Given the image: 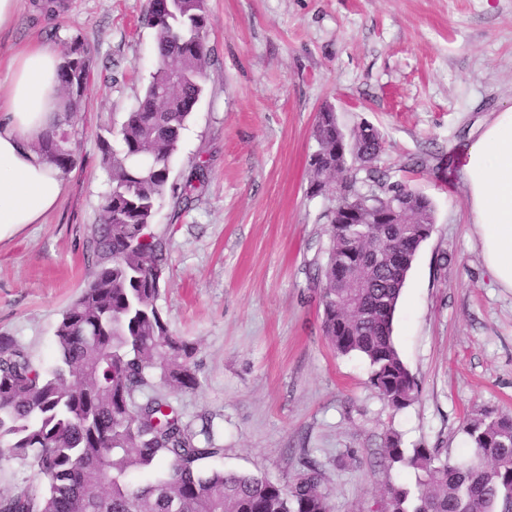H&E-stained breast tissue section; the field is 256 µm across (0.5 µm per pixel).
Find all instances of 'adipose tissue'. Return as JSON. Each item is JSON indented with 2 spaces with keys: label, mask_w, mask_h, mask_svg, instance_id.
<instances>
[{
  "label": "adipose tissue",
  "mask_w": 512,
  "mask_h": 512,
  "mask_svg": "<svg viewBox=\"0 0 512 512\" xmlns=\"http://www.w3.org/2000/svg\"><path fill=\"white\" fill-rule=\"evenodd\" d=\"M60 55L47 44L23 50L0 87V242L43 223L64 192L63 176L37 148L62 113ZM460 163L484 260L512 289V105L478 128Z\"/></svg>",
  "instance_id": "adipose-tissue-1"
}]
</instances>
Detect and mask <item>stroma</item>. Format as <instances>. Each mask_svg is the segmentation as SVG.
I'll return each instance as SVG.
<instances>
[{"label":"stroma","instance_id":"1","mask_svg":"<svg viewBox=\"0 0 512 512\" xmlns=\"http://www.w3.org/2000/svg\"><path fill=\"white\" fill-rule=\"evenodd\" d=\"M20 0L0 30L7 62L31 43L81 34L91 80L65 192L44 223L0 243V335L49 367L62 312L99 257L92 231L108 189L104 148L154 70L148 0H63L46 20ZM207 78L177 151L154 231L168 280L157 306L173 335L195 344L200 386L169 398L185 421H212L224 468L287 480L308 450L325 471L332 512H383L387 435L403 447L468 456L466 425L512 413V290L486 268L459 154L477 127L512 105V0H205ZM345 132L374 125L378 164L431 199L435 224L408 274L394 319L399 353L418 385L392 410L369 366L322 332L312 280L328 240L326 203L310 197L319 112ZM206 178L177 195L194 163Z\"/></svg>","mask_w":512,"mask_h":512}]
</instances>
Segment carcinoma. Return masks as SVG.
I'll return each mask as SVG.
<instances>
[{
    "instance_id": "carcinoma-1",
    "label": "carcinoma",
    "mask_w": 512,
    "mask_h": 512,
    "mask_svg": "<svg viewBox=\"0 0 512 512\" xmlns=\"http://www.w3.org/2000/svg\"><path fill=\"white\" fill-rule=\"evenodd\" d=\"M155 70L107 148L109 191L95 225L101 262L54 331L56 365L37 366L12 336H0V461L34 468L0 493V512H331L324 470L306 456L286 481L216 468L224 446L211 424L185 422L157 384L200 386L194 344L173 335L157 300L166 280L164 244L152 232L167 195L169 159L199 101L206 77L205 0H149ZM91 74L79 34L58 69L65 121L38 144L62 173L76 162L74 117ZM310 162V196L328 205V247L313 281L321 288L323 334L340 355H359L369 383L395 411L416 399L417 385L393 340V317L420 243L435 223L431 200L412 208L411 224H377L390 196L414 190L374 166L383 141L362 143L365 168L336 167V113L319 112ZM351 181L336 196V176ZM463 465L439 449L404 448L387 437L382 460L411 469L417 493L391 484L385 512H504L512 503V415L486 412L466 429Z\"/></svg>"
}]
</instances>
